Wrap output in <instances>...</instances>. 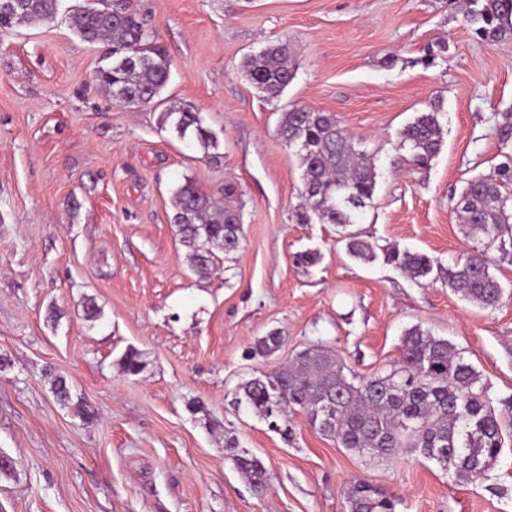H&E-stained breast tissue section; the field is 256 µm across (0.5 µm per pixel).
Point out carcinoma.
<instances>
[{"label": "carcinoma", "mask_w": 512, "mask_h": 512, "mask_svg": "<svg viewBox=\"0 0 512 512\" xmlns=\"http://www.w3.org/2000/svg\"><path fill=\"white\" fill-rule=\"evenodd\" d=\"M21 14L0 17V33L46 21L55 14L57 0H17ZM463 20L478 38L499 42L512 39V0H466ZM72 26L89 44L111 47L110 62L100 67L95 82L106 94L116 87L125 91L123 104L151 106L158 102L170 79L171 64L165 48L127 4L112 0L84 7L71 16ZM296 57L288 40H281L250 55L244 69L251 82L269 100L278 98L296 74ZM165 122L181 140L196 142L207 152L218 148L217 134L205 124L201 112L190 107H171ZM279 136L296 146L303 168L304 207L301 222L317 216L325 224L346 229L358 223L373 201L376 178L372 157L357 148L336 116L307 108L282 114ZM494 134L504 149H512V113L495 124ZM401 144L410 150L411 162L420 168L440 152L443 132L438 112L420 113L400 131ZM512 183V163L498 165L493 173L467 182L455 199L467 236L475 245L464 262L448 267V286L484 309L499 306L504 289L490 274L489 252L500 262L512 264V212L501 188ZM224 201L200 190L185 178L173 192L172 223L194 275L210 278L216 252L225 258L243 244L241 192L234 183L224 184ZM348 253L367 263L382 259L413 280L433 271L426 254L382 248L347 233ZM284 342L278 332L258 339L255 353L271 356ZM479 374L456 353L448 340L415 325L405 330L398 366L366 377L349 376L336 351L314 344L296 353L288 363L274 368L265 378L238 385L236 404L251 408L261 417L276 420L291 433L288 413L298 411L320 434L345 448L372 458L391 459L401 450L416 452L450 471L456 481L477 483L488 474L503 447L504 433L512 431V411L496 413ZM228 460L256 492L269 489L267 470L260 458L224 436ZM346 512H396L400 500L363 481L344 491Z\"/></svg>", "instance_id": "carcinoma-1"}]
</instances>
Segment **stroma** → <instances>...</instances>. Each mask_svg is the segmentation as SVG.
<instances>
[{
  "instance_id": "stroma-1",
  "label": "stroma",
  "mask_w": 512,
  "mask_h": 512,
  "mask_svg": "<svg viewBox=\"0 0 512 512\" xmlns=\"http://www.w3.org/2000/svg\"><path fill=\"white\" fill-rule=\"evenodd\" d=\"M81 2L58 0L51 21L0 37V512H345L359 480L398 497L397 512H512V437L489 480L458 483L417 453L373 461L302 414L285 437L232 403L239 383L317 343L357 375L390 371L418 325L473 365L503 412L512 265L490 264L508 294L494 309L454 293L446 270L473 246L454 195L504 160L493 129L512 112V40L478 39L461 0H130L171 78L163 106L126 107L92 80L107 48L74 31ZM284 38L298 67L270 101L243 64ZM439 42L446 52L425 63ZM167 105L202 112L216 156L163 124ZM296 106L335 114L375 158L376 193L353 232L427 254L428 277L360 262L340 227L298 220L302 167L277 133ZM431 110L443 144L419 168L399 132ZM187 177L215 196L228 182L242 192L243 246L206 282L172 222ZM307 251L318 262L297 265ZM274 330L282 348L252 355ZM130 349L144 363L135 376L119 367ZM59 378L70 404L53 392ZM228 432L264 463L267 494L225 460Z\"/></svg>"
}]
</instances>
